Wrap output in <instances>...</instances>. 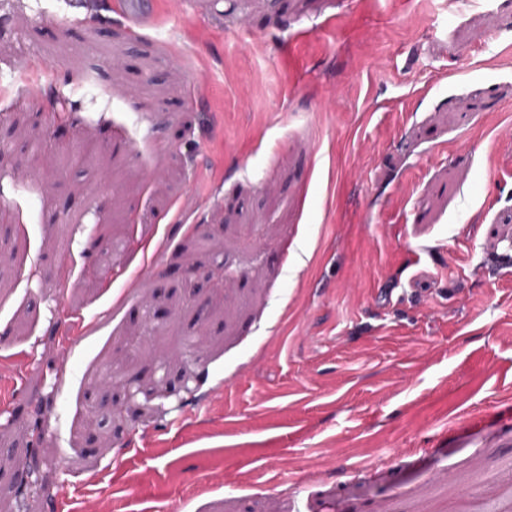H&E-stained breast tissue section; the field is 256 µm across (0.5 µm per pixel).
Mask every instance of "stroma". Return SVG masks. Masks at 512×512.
Returning <instances> with one entry per match:
<instances>
[{
    "mask_svg": "<svg viewBox=\"0 0 512 512\" xmlns=\"http://www.w3.org/2000/svg\"><path fill=\"white\" fill-rule=\"evenodd\" d=\"M125 2L0 0V512H512V0Z\"/></svg>",
    "mask_w": 512,
    "mask_h": 512,
    "instance_id": "35a3bbf8",
    "label": "stroma"
}]
</instances>
